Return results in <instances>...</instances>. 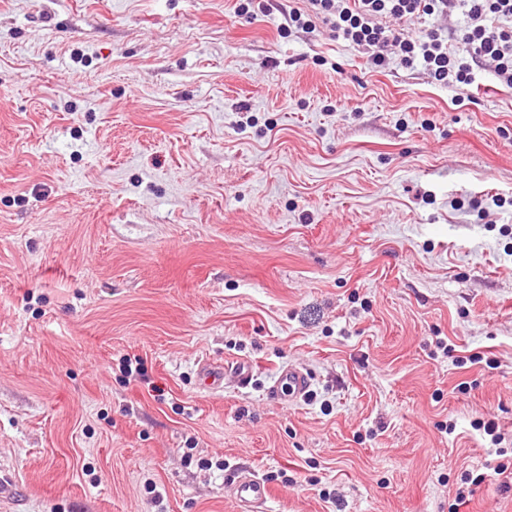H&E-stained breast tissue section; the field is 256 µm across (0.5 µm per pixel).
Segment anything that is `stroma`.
Listing matches in <instances>:
<instances>
[{
  "label": "stroma",
  "mask_w": 512,
  "mask_h": 512,
  "mask_svg": "<svg viewBox=\"0 0 512 512\" xmlns=\"http://www.w3.org/2000/svg\"><path fill=\"white\" fill-rule=\"evenodd\" d=\"M288 10L0 0V512H448L512 439V86ZM311 385L310 376L299 369L288 368L280 373L275 385L271 390V395L278 398L281 395L293 396L295 398L303 397ZM476 429L483 430L484 434L489 438L490 443L493 446H499L496 448L497 456H499L502 460H500L492 469L495 475L500 479L503 477L504 479L500 482V486L503 490L508 491L512 490V448H510V461L504 462V459L508 454V448L506 446H500L505 442L506 438L503 433L499 430V426L494 420H480L475 422ZM229 491L240 512H262L270 498L269 485L250 470H242ZM488 477L486 472L477 473L474 475L473 472L465 473L461 478V485L455 491V503L451 504L452 509L455 512L459 509L458 506L466 503L467 500L473 496L475 489L482 484Z\"/></svg>",
  "instance_id": "35a3bbf8"
}]
</instances>
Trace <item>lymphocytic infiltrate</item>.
<instances>
[{
	"label": "lymphocytic infiltrate",
	"mask_w": 512,
	"mask_h": 512,
	"mask_svg": "<svg viewBox=\"0 0 512 512\" xmlns=\"http://www.w3.org/2000/svg\"><path fill=\"white\" fill-rule=\"evenodd\" d=\"M307 9H290L293 26L311 29L329 22L336 37L369 51L375 67L387 64L395 47L406 66L421 65L442 84H472L475 72L492 62L498 79L512 85V0H307ZM461 12L466 22L459 34L445 37L432 30L422 37L380 25L389 17L411 22L421 16Z\"/></svg>",
	"instance_id": "lymphocytic-infiltrate-1"
}]
</instances>
